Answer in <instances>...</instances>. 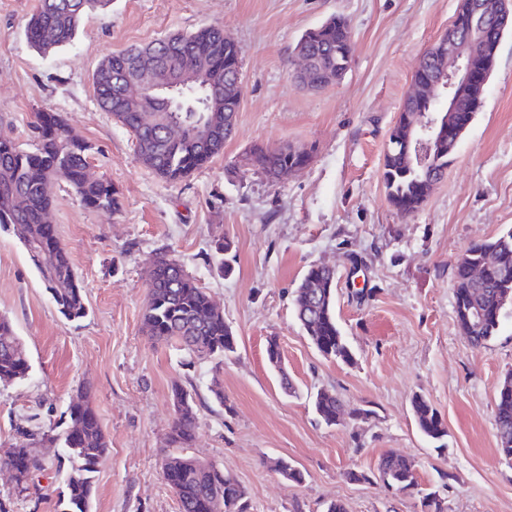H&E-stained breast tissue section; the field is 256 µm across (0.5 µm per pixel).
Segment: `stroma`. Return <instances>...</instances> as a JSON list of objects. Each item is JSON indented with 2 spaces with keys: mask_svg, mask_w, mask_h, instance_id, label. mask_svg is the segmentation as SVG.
Instances as JSON below:
<instances>
[{
  "mask_svg": "<svg viewBox=\"0 0 512 512\" xmlns=\"http://www.w3.org/2000/svg\"><path fill=\"white\" fill-rule=\"evenodd\" d=\"M37 4L0 0V134L31 147L35 113H61L91 145V172L112 182L121 209L90 210L67 184L55 188L51 220L87 306L74 321L13 230L0 228V316L31 363L27 378L0 384V455L18 442L17 426L57 425L87 386L109 443L90 512H179L161 468L179 385L197 406L192 455L244 487L249 512H326L336 500L348 512H422L418 498L378 480L389 453L414 463L445 512H512V464L495 430L497 390L512 373V307L476 348L453 294L456 258L512 228V34L444 176L403 216L387 197L384 152L418 62L459 0H111L49 54L26 34ZM334 15L350 26V67L312 92L291 77L293 49ZM210 24L240 49L236 130L223 154L169 183L99 107L92 74L112 53ZM282 144L309 150V164L276 181L250 165L255 147ZM219 239L233 247L228 274L207 262ZM162 252L222 310L238 340L230 359L196 358L143 333L148 272ZM313 265L336 271L335 313L353 364L324 358L296 318L294 291ZM272 338L278 370L267 356ZM321 391L343 405L337 425L313 410ZM417 394L442 418V442L418 430ZM34 453L44 469L26 492L0 469V512H54L70 463L61 447ZM281 458L304 472L302 483L275 471ZM352 469L366 481H348Z\"/></svg>",
  "mask_w": 512,
  "mask_h": 512,
  "instance_id": "stroma-1",
  "label": "stroma"
}]
</instances>
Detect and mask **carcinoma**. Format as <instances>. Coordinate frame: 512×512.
Masks as SVG:
<instances>
[{"label":"carcinoma","instance_id":"cac0c4a2","mask_svg":"<svg viewBox=\"0 0 512 512\" xmlns=\"http://www.w3.org/2000/svg\"><path fill=\"white\" fill-rule=\"evenodd\" d=\"M111 0H39L27 36L31 44L49 54L69 44L84 14L103 8ZM155 51L176 71L196 75V88L182 91L173 104L144 94L128 102L120 85L134 75L141 58ZM295 53L323 60L330 72L318 75L319 88L336 82V61L350 63L351 33L347 21L331 16L305 32L296 42ZM236 43L224 38V29L210 25L189 34H171L145 48L133 47L105 58L93 74L100 107L112 114L132 135L141 162L168 182L181 181L212 158L224 152L235 125L224 114V99L209 98L206 85L224 84V59L239 58ZM484 95L465 100L455 113L454 134L434 144L432 162L417 169L415 152L407 144L406 126L397 124L390 133L384 155L383 180L390 203L408 215L418 210L429 196V186L448 168L455 150L482 106ZM183 131L169 132L172 118ZM35 144L24 151L7 136L0 135V227L13 229L29 260L38 270L59 312L68 320L86 316L82 285L70 255L50 220L55 186L66 182L93 210L117 211L119 192L111 182L95 178L89 170V152L84 140L73 135L64 118L55 112H39L34 122ZM304 148L283 147L251 155L250 161L272 178L279 167L305 162ZM490 263L494 270L484 278L469 274L468 266ZM455 312L458 324L472 345L481 348L497 333L506 305L512 306V229L482 243L469 246L454 275ZM336 273L326 266H312L295 290V313L306 336L322 356L344 364L354 356L335 314ZM143 327L157 340H175L200 357L228 358L236 353L237 340L224 316L195 278L165 255L157 257L149 270V293L143 310ZM31 370L29 357L15 335L11 322L0 317V383L25 379ZM85 387L79 400L68 407L74 430L17 428L20 441L0 456V468L12 466L30 477L42 470L32 448L42 442L58 443L70 461L66 493L58 512H89L93 477L108 452V442L98 417L87 401ZM174 417L168 443L175 452L163 462L167 484L175 491L180 512H248L246 494L239 483L188 454L197 412L193 397L183 388L172 389ZM419 431L438 440L446 428L433 405L423 396L411 401ZM315 410L328 425L344 414L340 401L327 392L315 398ZM495 429L498 453L512 464V374L497 392ZM382 483L398 493L417 496L427 512H444L435 493L421 487L414 465L394 454L378 463Z\"/></svg>","mask_w":512,"mask_h":512}]
</instances>
